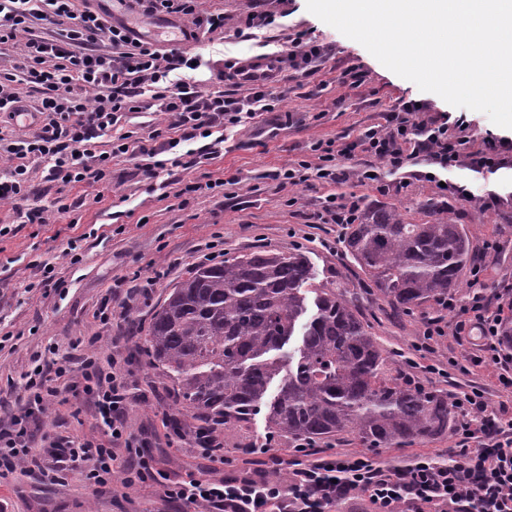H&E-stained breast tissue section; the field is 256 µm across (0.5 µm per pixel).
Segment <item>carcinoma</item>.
<instances>
[{"label": "carcinoma", "instance_id": "cac0c4a2", "mask_svg": "<svg viewBox=\"0 0 512 512\" xmlns=\"http://www.w3.org/2000/svg\"><path fill=\"white\" fill-rule=\"evenodd\" d=\"M421 209L429 220L409 224L395 208L367 206L343 235L345 257L395 312L442 304L475 259L464 225L432 202ZM295 336L301 345L284 351ZM147 344L179 413L226 430L264 407L276 435L351 432L373 448H395L441 437L455 419L448 393L401 379L359 309L316 281L299 250L192 268L152 315Z\"/></svg>", "mask_w": 512, "mask_h": 512}]
</instances>
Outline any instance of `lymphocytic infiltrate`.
Instances as JSON below:
<instances>
[{
  "mask_svg": "<svg viewBox=\"0 0 512 512\" xmlns=\"http://www.w3.org/2000/svg\"><path fill=\"white\" fill-rule=\"evenodd\" d=\"M126 12L145 17H175L186 44L224 33L223 12L205 9L203 0H133ZM287 50L267 55L263 77H255L251 59L231 58L218 68L217 87L190 76L194 55L182 47L161 49L140 37L109 5L93 0H0V203L27 199L35 165L49 182L94 187L107 180L112 163H132L144 180L153 182L175 169L197 166L224 148V132L244 127L262 112L274 111L287 94L277 86L280 64L302 76L314 75L324 55L322 45L289 38ZM232 82L224 90L223 82ZM38 94L27 132L13 128L15 110L25 91ZM146 112L159 123L148 138L126 131L130 115ZM466 127L427 115L423 106L405 102L392 109L385 124L369 126L340 149L317 145L315 160H301L274 170L270 178L282 187L311 182L333 184L341 174L337 157L361 153L371 162L360 181L379 194L398 192L402 173L418 156L429 169L423 179L441 196L470 200L463 186L443 184L441 173L466 165L493 173L503 162L496 147L469 150ZM382 163L393 180L376 174ZM68 195L57 196L51 208H18L17 220L0 225V241L17 235L20 225L47 224L52 214L81 207ZM502 310L492 309L482 293L449 325L427 322L425 341L452 335L467 341L471 351L458 368L504 365L499 336ZM86 338L73 344L74 363L54 371L34 367L27 373V400L18 414L0 419V480L19 468L37 471L48 482L64 483L81 472L93 485L119 478L128 489L152 479L156 460L138 447L126 427L130 399L116 357L84 354ZM79 370L78 382L93 404L100 430L97 439L59 436L48 454L37 452L38 431L57 393L59 382ZM462 413L458 435L473 441L471 450L449 461L428 454L395 465L376 457L345 451L319 456L297 444L291 450L270 445L243 449L252 467L221 477L176 479L166 485L164 512H337L339 504L367 500L371 512H512V414L486 413L482 388L455 397ZM288 470V482L276 474Z\"/></svg>",
  "mask_w": 512,
  "mask_h": 512,
  "instance_id": "f902f5d3",
  "label": "lymphocytic infiltrate"
}]
</instances>
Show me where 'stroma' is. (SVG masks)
Listing matches in <instances>:
<instances>
[{
	"mask_svg": "<svg viewBox=\"0 0 512 512\" xmlns=\"http://www.w3.org/2000/svg\"><path fill=\"white\" fill-rule=\"evenodd\" d=\"M207 7L223 11L224 38L196 45L194 51L203 59L215 62L226 56L249 58L277 51L286 27L323 44L328 54L313 76L282 71L281 83L289 89L287 99L250 127L227 132L221 156L181 173L184 180L201 182L238 176L233 195L208 192L194 196L183 208L177 198L164 197L159 185L142 181L125 162L113 164L108 181L95 189L48 183L41 173H34L28 206L50 205L61 192L86 196L87 202L74 212L55 216L53 223L23 225L15 237L0 241V330L13 335L0 347V417L16 411L24 395V375L45 346H54L56 357L61 358L70 354L76 337L92 336L96 339L93 352L131 362L124 375L131 397L127 425L133 434L148 438L158 470L172 479L209 475L217 467L196 448L171 447L178 427L173 397L155 381L145 334L153 311L189 268L201 264L199 247L212 239L222 242L228 255L264 249L305 250L317 279L340 282L342 295L360 308L380 348L399 371L413 370L421 382L452 398L470 387H485L488 413H497L503 405L512 409V392L502 388L493 368H476L467 375L453 368V360L465 350L464 343L447 335L438 338L432 350L420 347L427 321L449 323L469 307L474 292L470 270L462 272L463 287L454 297V309L419 308L395 315L363 285L346 260L338 240L340 225L317 219L324 196L333 193L360 196L367 205L396 207L406 222L418 224L423 220L421 204L437 196L429 183L412 175L399 192L379 195L358 178L366 162L361 155L339 160L340 181L299 189L298 205L289 207L287 191L267 178L268 172L283 165L314 160L311 147L316 142L339 144L357 137L364 127L384 124L390 109L408 101L425 106L431 116L463 120L473 147L491 141L509 158L508 166L493 174L482 175L466 167L450 171L449 179L465 185L475 200L466 203L448 197L443 201L449 217L469 230L476 251L485 252L486 241L500 243L499 252L486 253L488 274L482 291L493 301L512 286V129L494 125L484 113L451 106L397 76L360 43L308 12L306 0H280L275 6L279 18L261 30L243 25L250 0H208ZM347 67L365 75L362 87L351 89L341 83L340 74ZM491 195L499 197V204L478 210L476 200ZM79 234L85 237L83 258L74 264L66 254L67 242ZM37 260L55 266L65 282L64 292L45 294L33 288ZM165 266L170 267V274L147 294L137 295L126 315L114 316L108 325L94 321V311L117 281L132 279L137 272L147 277ZM433 366L443 369V376L430 374ZM44 431L52 438L97 437L92 404L84 395L61 389L44 419ZM218 437L226 457L219 468L225 473L243 466L236 452L240 442L288 449L295 444L294 439L271 434L262 412L243 429L222 430ZM460 450L459 439L451 432L432 441L378 448L374 454L391 464H405L420 453L446 460ZM162 495V485L151 481L116 493L108 486L89 485L76 473L59 486L20 471L10 484L0 485V512H160Z\"/></svg>",
	"mask_w": 512,
	"mask_h": 512,
	"instance_id": "stroma-1",
	"label": "stroma"
}]
</instances>
